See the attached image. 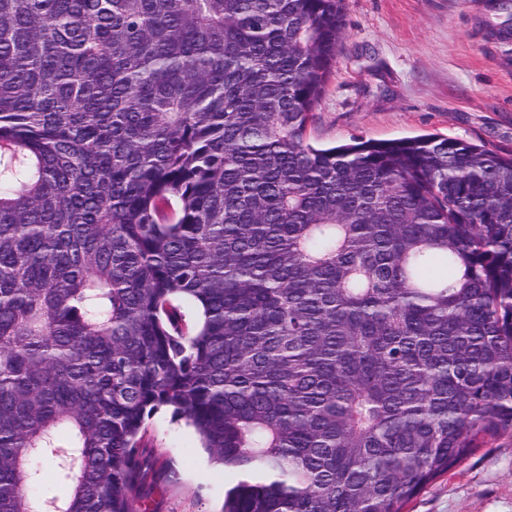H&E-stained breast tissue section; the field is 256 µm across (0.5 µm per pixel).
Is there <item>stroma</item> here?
Returning a JSON list of instances; mask_svg holds the SVG:
<instances>
[{
	"instance_id": "35a3bbf8",
	"label": "stroma",
	"mask_w": 512,
	"mask_h": 512,
	"mask_svg": "<svg viewBox=\"0 0 512 512\" xmlns=\"http://www.w3.org/2000/svg\"><path fill=\"white\" fill-rule=\"evenodd\" d=\"M422 134L512 153V20L494 0H345L344 38L309 140ZM147 426L164 463L148 490L152 512H220L237 473L216 469L171 410ZM405 512H512V439L478 449Z\"/></svg>"
}]
</instances>
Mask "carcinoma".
Here are the masks:
<instances>
[{"instance_id":"carcinoma-1","label":"carcinoma","mask_w":512,"mask_h":512,"mask_svg":"<svg viewBox=\"0 0 512 512\" xmlns=\"http://www.w3.org/2000/svg\"><path fill=\"white\" fill-rule=\"evenodd\" d=\"M344 0H0V512H404L512 435V157L306 140ZM149 443L165 462L146 499L149 512H220L224 491L239 478L216 469L193 428L162 408L147 420Z\"/></svg>"}]
</instances>
